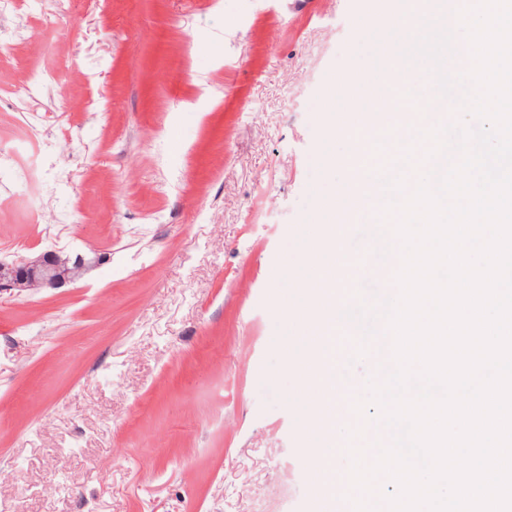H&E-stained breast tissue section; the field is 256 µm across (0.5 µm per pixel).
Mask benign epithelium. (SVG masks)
Returning a JSON list of instances; mask_svg holds the SVG:
<instances>
[{
    "instance_id": "obj_1",
    "label": "benign epithelium",
    "mask_w": 512,
    "mask_h": 512,
    "mask_svg": "<svg viewBox=\"0 0 512 512\" xmlns=\"http://www.w3.org/2000/svg\"><path fill=\"white\" fill-rule=\"evenodd\" d=\"M103 256L62 249L36 251L17 260L0 259V294H30L68 287L84 279Z\"/></svg>"
}]
</instances>
